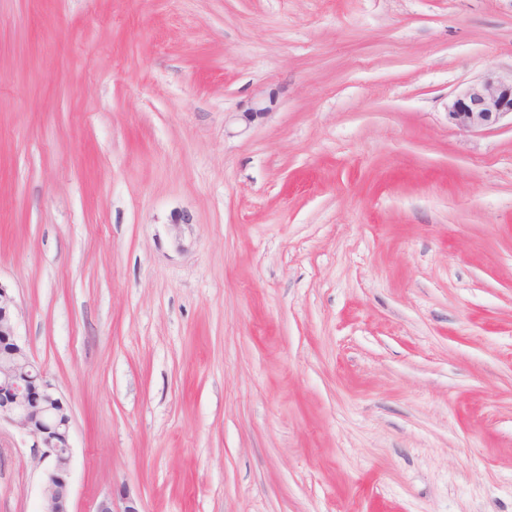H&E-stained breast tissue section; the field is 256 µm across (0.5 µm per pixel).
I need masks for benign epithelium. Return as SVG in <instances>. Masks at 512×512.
Listing matches in <instances>:
<instances>
[{"instance_id": "7a95c632", "label": "benign epithelium", "mask_w": 512, "mask_h": 512, "mask_svg": "<svg viewBox=\"0 0 512 512\" xmlns=\"http://www.w3.org/2000/svg\"><path fill=\"white\" fill-rule=\"evenodd\" d=\"M270 115L262 98L236 120L250 127ZM512 116V77L487 76L464 87L448 101V122L479 131ZM23 429L32 439L34 455L45 464L42 512H68L71 498V416L56 386L32 359L21 341L17 305L0 283V420Z\"/></svg>"}]
</instances>
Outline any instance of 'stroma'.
<instances>
[{
	"label": "stroma",
	"mask_w": 512,
	"mask_h": 512,
	"mask_svg": "<svg viewBox=\"0 0 512 512\" xmlns=\"http://www.w3.org/2000/svg\"><path fill=\"white\" fill-rule=\"evenodd\" d=\"M491 72L512 0H0V283L70 512H512V121L446 116Z\"/></svg>",
	"instance_id": "obj_1"
}]
</instances>
